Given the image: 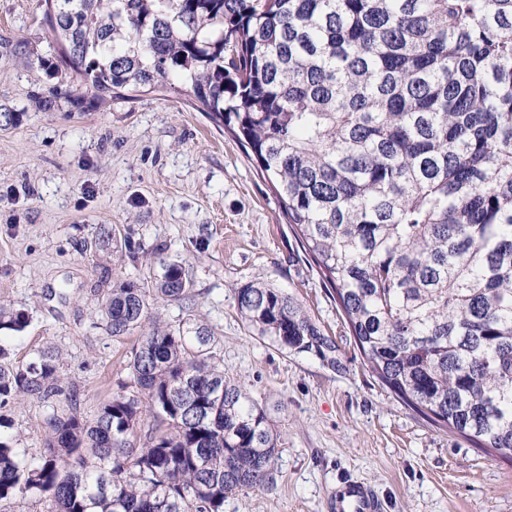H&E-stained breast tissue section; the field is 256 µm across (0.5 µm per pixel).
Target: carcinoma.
Wrapping results in <instances>:
<instances>
[{"instance_id": "cac0c4a2", "label": "carcinoma", "mask_w": 512, "mask_h": 512, "mask_svg": "<svg viewBox=\"0 0 512 512\" xmlns=\"http://www.w3.org/2000/svg\"><path fill=\"white\" fill-rule=\"evenodd\" d=\"M64 95L92 108L180 88L244 148L332 288L373 375L409 409L512 460V0H54ZM178 262L154 288L107 294V330H143L138 395L92 417L52 411L27 460L0 435V501L51 512H224L271 487L277 432L212 362L179 302ZM247 327L295 352L336 351L288 294L237 289ZM28 316L0 307V330ZM0 343V406L61 392L59 351L26 366ZM167 425L137 444L144 417ZM52 505L45 497L20 494L15 498L0 502V512H51Z\"/></svg>"}]
</instances>
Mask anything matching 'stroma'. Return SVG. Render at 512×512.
I'll use <instances>...</instances> for the list:
<instances>
[{"label":"stroma","mask_w":512,"mask_h":512,"mask_svg":"<svg viewBox=\"0 0 512 512\" xmlns=\"http://www.w3.org/2000/svg\"><path fill=\"white\" fill-rule=\"evenodd\" d=\"M44 0H0V306L29 315L8 333L13 365L55 346L59 395L0 409L25 457L39 456L55 409L93 416L133 394L138 332L112 336L103 298L131 280L152 287L182 263L189 299L152 307L178 325L196 313L215 336L226 378L265 409L278 434L276 484L227 497L224 512H329L346 481L383 512H512V461L474 448L406 408L366 367L333 293L304 253L245 149L186 92L116 100L91 110L53 97L61 83ZM108 226V248L97 245ZM264 282L301 304L336 345L334 360L250 333L237 290Z\"/></svg>","instance_id":"1"}]
</instances>
